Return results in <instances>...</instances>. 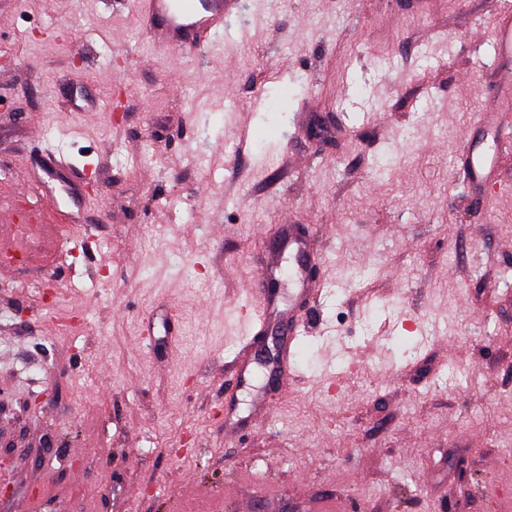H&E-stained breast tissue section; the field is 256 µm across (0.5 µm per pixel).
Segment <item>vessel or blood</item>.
<instances>
[{
    "label": "vessel or blood",
    "instance_id": "obj_1",
    "mask_svg": "<svg viewBox=\"0 0 512 512\" xmlns=\"http://www.w3.org/2000/svg\"><path fill=\"white\" fill-rule=\"evenodd\" d=\"M235 0H138L139 14L148 30L158 35L163 47L182 52L201 49L211 37L223 30L235 8ZM492 30V69L496 85L502 94L512 93V0H497ZM503 132L494 111L480 113L463 142L465 162L461 181L471 189L485 194L495 193L502 182L501 156L497 142ZM71 163L54 150H44L39 164L25 174L26 184L47 185L63 181ZM283 246L292 258L288 269L271 265L259 268L251 292L259 300L258 307L247 308L245 320L250 336L238 353L231 378L235 387H249L253 380L251 351L276 328L285 334L276 352L265 364L268 376L287 377L292 367L295 341L304 326L306 305L319 294L316 272L320 265L317 255L307 247V235L289 231ZM288 280V307H280L277 293L270 282Z\"/></svg>",
    "mask_w": 512,
    "mask_h": 512
}]
</instances>
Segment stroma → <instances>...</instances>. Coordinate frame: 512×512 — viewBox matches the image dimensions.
Wrapping results in <instances>:
<instances>
[{
	"label": "stroma",
	"mask_w": 512,
	"mask_h": 512,
	"mask_svg": "<svg viewBox=\"0 0 512 512\" xmlns=\"http://www.w3.org/2000/svg\"><path fill=\"white\" fill-rule=\"evenodd\" d=\"M492 2L249 0L187 54L136 0H0V209L48 147L90 195L0 274V512H512V143L454 176L512 111ZM286 222L323 288L264 413L230 373ZM496 112H481L463 142L465 162L460 180L469 188L484 194L496 192L502 182L501 155L497 141L506 134L500 129Z\"/></svg>",
	"instance_id": "35a3bbf8"
}]
</instances>
